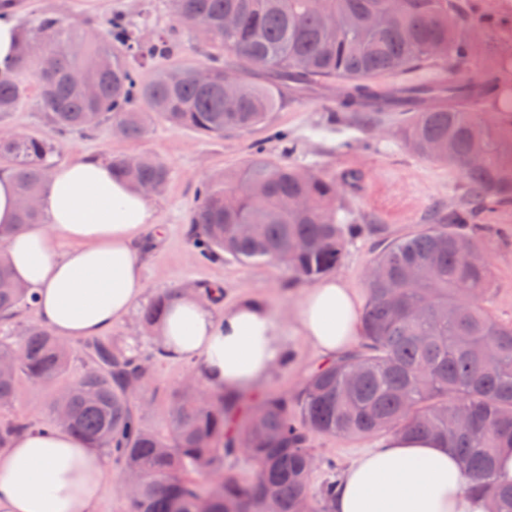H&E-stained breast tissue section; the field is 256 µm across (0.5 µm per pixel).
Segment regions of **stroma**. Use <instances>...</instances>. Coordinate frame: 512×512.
<instances>
[{"label": "stroma", "instance_id": "obj_1", "mask_svg": "<svg viewBox=\"0 0 512 512\" xmlns=\"http://www.w3.org/2000/svg\"><path fill=\"white\" fill-rule=\"evenodd\" d=\"M458 2L476 17L495 21V29L483 33V54L487 64L512 70V0ZM10 10L20 21L53 13L65 24L94 34L109 17L122 15L138 23L142 40L170 32L173 60L201 63L209 53L205 39L175 19L167 0H11ZM19 79L25 88L24 100L17 111L0 117V130L53 137V129L39 110L34 70L22 72ZM338 100L336 84H316L286 96L267 123L216 137L159 120L137 141L124 139L108 127L93 138L75 133L64 141L53 161L59 164L87 156L107 159L146 153L166 162L169 182L153 198L156 226L144 235L142 263L147 293L153 296L205 283L220 291L213 304L218 313L225 305L250 296L263 299L273 314L288 319L304 287L303 282L292 280L283 265L274 262L245 264L228 255L199 260L192 254L188 230L200 186L232 173L256 153L336 182L346 246L335 275L362 297L367 294L369 264L379 243L416 233L430 223L436 211L468 208L476 223L491 230L481 242L491 274L482 305L496 320L512 324V202L490 210L482 208L468 198L466 181L458 170L422 158L403 142L398 114L366 124L352 113L339 111ZM138 318V313H131L102 341L151 357L152 377L132 394L130 402L145 429L162 432L167 426L170 393L184 382L191 364L159 355ZM288 345L291 353L272 370L265 391L295 393L321 366V358L301 336L289 333ZM71 346L75 355L68 369L53 382L19 377L15 402L0 410V417L49 420L54 396L68 389L86 368L85 340L72 341ZM374 443L371 437H313L310 446L316 461L310 478L312 491L335 479L351 457Z\"/></svg>", "mask_w": 512, "mask_h": 512}]
</instances>
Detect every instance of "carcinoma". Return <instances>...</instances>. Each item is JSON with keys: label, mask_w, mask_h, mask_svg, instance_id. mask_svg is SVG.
Segmentation results:
<instances>
[{"label": "carcinoma", "mask_w": 512, "mask_h": 512, "mask_svg": "<svg viewBox=\"0 0 512 512\" xmlns=\"http://www.w3.org/2000/svg\"><path fill=\"white\" fill-rule=\"evenodd\" d=\"M168 0L176 19L208 29L216 54L207 65L175 62L145 77L142 69L171 55L168 34L144 43L121 15L109 18L90 39L52 14L19 25L15 67L0 72V116L18 109L24 88L18 74L35 68L39 109L57 139L19 134L0 137V174L17 193L37 196L49 182L46 158L73 132L95 134L117 127L136 141L153 116L202 135L248 130L268 121L284 92L341 80L339 106L394 110L403 138L421 155L447 163L464 176L483 205L512 201V138L488 125L471 140L472 112L500 95L491 66H478L464 30L472 25L457 0ZM236 29L224 33V18ZM440 46L448 77L432 82L374 84L378 76H405L436 60ZM79 69L96 97L70 79ZM238 95L224 99V83ZM112 173L137 188L161 190L169 166L158 159L115 156ZM305 199L303 210L288 198ZM336 184L290 165L254 158L218 183L198 191L189 235L203 258L228 254L243 262L288 266L295 281L314 282L344 257L345 227ZM488 228L467 233L457 224H426L415 235L378 246L367 285L359 348L318 368L290 396L270 393L250 412L237 414L240 398L204 395L183 385L172 391L167 431L140 426L128 401L150 376L147 359L92 341L88 365L53 401L51 426L72 431L104 448L134 476L126 512H197L208 491L193 475L222 482L223 498L209 512L236 505L240 512H328L335 483L314 495L309 478L311 437L401 433L428 436L455 449L467 490L488 498V512H512V482L500 481L496 461L512 449V325L480 305L490 287L486 263L474 264ZM156 294L140 313L149 330L179 295ZM33 305L0 256V322ZM70 360L68 348L44 327H29L17 341L0 337V401L16 396L21 375L48 382ZM33 427L0 421V448ZM242 448L249 477L224 472V460Z\"/></svg>", "instance_id": "carcinoma-1"}]
</instances>
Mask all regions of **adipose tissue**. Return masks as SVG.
Instances as JSON below:
<instances>
[{"label":"adipose tissue","mask_w":512,"mask_h":512,"mask_svg":"<svg viewBox=\"0 0 512 512\" xmlns=\"http://www.w3.org/2000/svg\"><path fill=\"white\" fill-rule=\"evenodd\" d=\"M45 223L14 229L17 196L0 176V252L59 339L104 335L146 293L141 245L155 222L151 200L113 177L110 163L87 157L50 168L40 200ZM295 330L322 359L358 342L361 301L341 279L305 289ZM287 330L261 300L245 297L215 313L182 296L159 327L165 354L188 359L212 392H259L289 355ZM110 465L69 430L19 434L0 448V512H98ZM453 449L429 437L385 436L359 453L336 481L331 512H487L467 494Z\"/></svg>","instance_id":"1"}]
</instances>
